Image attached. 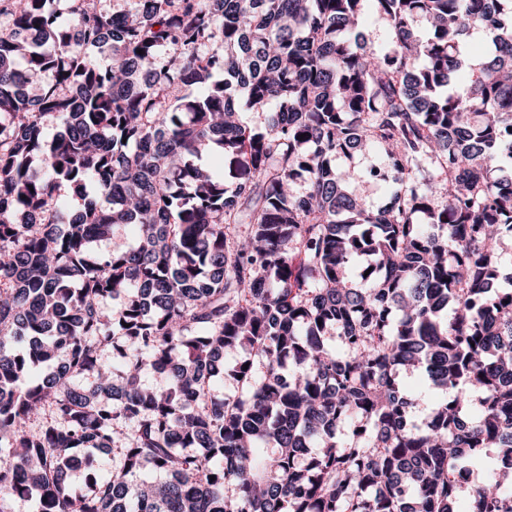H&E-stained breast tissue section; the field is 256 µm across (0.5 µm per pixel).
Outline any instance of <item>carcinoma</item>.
Wrapping results in <instances>:
<instances>
[{
	"instance_id": "1",
	"label": "carcinoma",
	"mask_w": 512,
	"mask_h": 512,
	"mask_svg": "<svg viewBox=\"0 0 512 512\" xmlns=\"http://www.w3.org/2000/svg\"><path fill=\"white\" fill-rule=\"evenodd\" d=\"M56 2L0 0V512H512V0ZM400 377L408 395L414 400L415 418L417 420L423 419L433 403V395L428 389L425 377L417 372L410 374L404 371L401 372Z\"/></svg>"
}]
</instances>
